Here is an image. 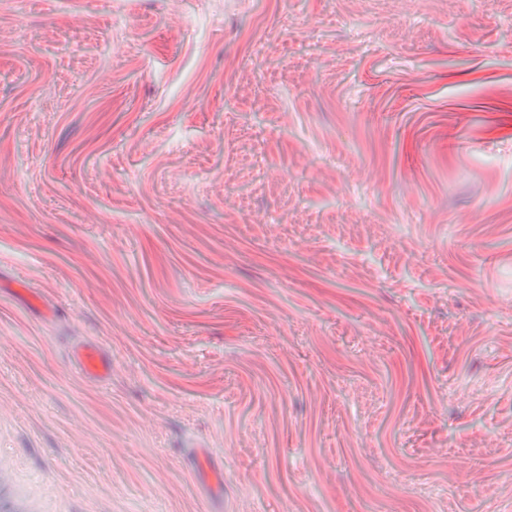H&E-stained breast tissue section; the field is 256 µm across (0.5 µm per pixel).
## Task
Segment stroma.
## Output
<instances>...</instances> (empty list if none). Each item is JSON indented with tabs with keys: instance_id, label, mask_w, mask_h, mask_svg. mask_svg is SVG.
I'll use <instances>...</instances> for the list:
<instances>
[{
	"instance_id": "1",
	"label": "stroma",
	"mask_w": 512,
	"mask_h": 512,
	"mask_svg": "<svg viewBox=\"0 0 512 512\" xmlns=\"http://www.w3.org/2000/svg\"><path fill=\"white\" fill-rule=\"evenodd\" d=\"M0 462L50 512H512V0H0ZM71 365L88 380L103 382L112 375V357L96 342L86 341L77 345L72 353Z\"/></svg>"
}]
</instances>
